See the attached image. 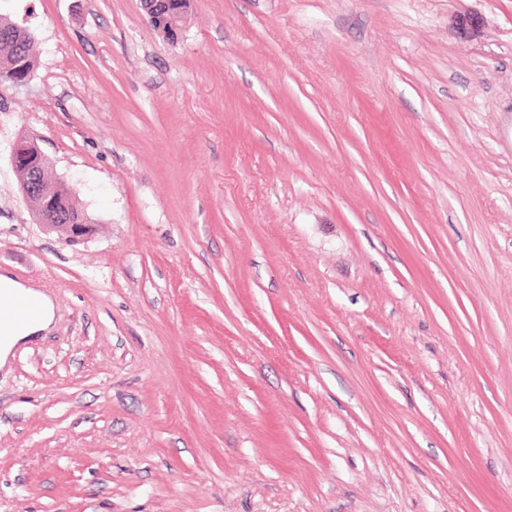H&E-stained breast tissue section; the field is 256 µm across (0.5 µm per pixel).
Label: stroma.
Instances as JSON below:
<instances>
[{
	"label": "stroma",
	"mask_w": 512,
	"mask_h": 512,
	"mask_svg": "<svg viewBox=\"0 0 512 512\" xmlns=\"http://www.w3.org/2000/svg\"><path fill=\"white\" fill-rule=\"evenodd\" d=\"M476 15L479 31L457 20ZM0 512H512V0H0ZM33 138L95 233L37 223ZM182 1L188 3V0H143V3L152 25L168 36H173L184 14L178 8ZM36 63L35 41L14 24L0 22V82L26 83ZM29 298L38 304L39 312L36 317L18 316L15 328L14 317L17 315L32 316L36 313L37 305L29 300H20L12 308L0 311V369L5 367L13 350L20 344H25L46 331L52 323L54 308L51 299L42 291L13 278L8 273L0 272V304L6 308L10 303Z\"/></svg>",
	"instance_id": "35a3bbf8"
}]
</instances>
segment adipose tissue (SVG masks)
<instances>
[{
    "mask_svg": "<svg viewBox=\"0 0 512 512\" xmlns=\"http://www.w3.org/2000/svg\"><path fill=\"white\" fill-rule=\"evenodd\" d=\"M21 298L36 301L39 312L33 318L17 317L14 329L0 336V368L7 365L18 345L39 336L49 328L53 320V304L45 293L13 278L10 274L0 272V304L6 306Z\"/></svg>",
    "mask_w": 512,
    "mask_h": 512,
    "instance_id": "adipose-tissue-1",
    "label": "adipose tissue"
}]
</instances>
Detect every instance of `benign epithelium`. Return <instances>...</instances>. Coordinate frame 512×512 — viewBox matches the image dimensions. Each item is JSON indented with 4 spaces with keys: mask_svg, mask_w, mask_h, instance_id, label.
Instances as JSON below:
<instances>
[{
    "mask_svg": "<svg viewBox=\"0 0 512 512\" xmlns=\"http://www.w3.org/2000/svg\"><path fill=\"white\" fill-rule=\"evenodd\" d=\"M180 2L182 0H143L152 25L169 36L176 34L178 23L183 16V12L178 8ZM10 158L15 172L18 174L23 171L41 172V178L34 177L30 183L25 182L23 178L19 179L24 196L29 199L35 195L38 198L34 211L39 223L66 242H74L92 236L94 225L83 216L77 218L71 215L67 216L60 224H51L47 221V211L56 205L57 182L46 177V170L51 168V164L43 153H38L37 158L32 159L23 153L21 141L17 140L12 145Z\"/></svg>",
    "mask_w": 512,
    "mask_h": 512,
    "instance_id": "7a95c632",
    "label": "benign epithelium"
}]
</instances>
